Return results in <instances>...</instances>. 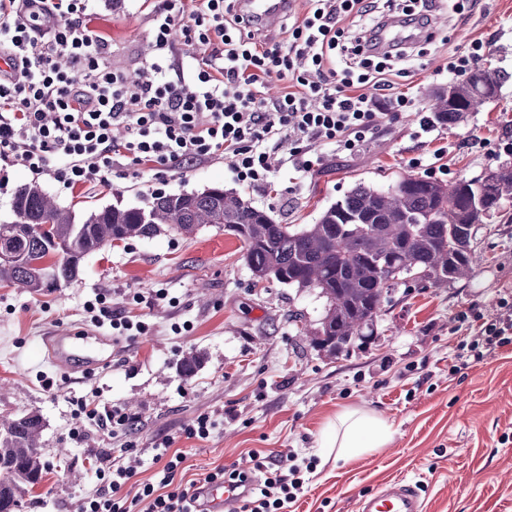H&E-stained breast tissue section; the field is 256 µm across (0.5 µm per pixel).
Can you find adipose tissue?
<instances>
[{"instance_id": "1", "label": "adipose tissue", "mask_w": 512, "mask_h": 512, "mask_svg": "<svg viewBox=\"0 0 512 512\" xmlns=\"http://www.w3.org/2000/svg\"><path fill=\"white\" fill-rule=\"evenodd\" d=\"M390 427L381 417L355 408L339 412L322 441L323 457L348 460L383 447L390 439Z\"/></svg>"}]
</instances>
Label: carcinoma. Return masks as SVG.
<instances>
[{"mask_svg": "<svg viewBox=\"0 0 512 512\" xmlns=\"http://www.w3.org/2000/svg\"><path fill=\"white\" fill-rule=\"evenodd\" d=\"M500 84L498 72L475 69L452 83L456 101L438 98L435 121H463L472 95L491 99ZM511 200L512 165L503 164L493 183L479 186L413 175L386 188L359 184L314 224H278L222 188L158 193L143 207L106 206L78 222L34 181L13 190L15 220L0 224V243L14 252L0 259V282L30 293L60 288L78 276L86 255L116 241L190 235L202 224H222L244 244L257 280L320 290L328 308L311 335L325 337L333 350L338 340L346 345L364 335L383 294L410 273L423 274L434 286L468 275L474 226ZM42 431L36 413L0 423V512H16L25 490L42 479Z\"/></svg>", "mask_w": 512, "mask_h": 512, "instance_id": "obj_1", "label": "carcinoma"}]
</instances>
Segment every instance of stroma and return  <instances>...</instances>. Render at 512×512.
Returning a JSON list of instances; mask_svg holds the SVG:
<instances>
[{
    "label": "stroma",
    "mask_w": 512,
    "mask_h": 512,
    "mask_svg": "<svg viewBox=\"0 0 512 512\" xmlns=\"http://www.w3.org/2000/svg\"><path fill=\"white\" fill-rule=\"evenodd\" d=\"M150 5L102 0L91 26L112 43L114 67L135 77L151 55ZM428 35L393 65L399 92L417 108L381 119L354 153L323 148L322 167L296 179L275 170L265 187L236 180L228 160L153 172L113 169L108 179L68 191L0 161V224L12 221L15 186L38 181L77 219L94 209L144 205L157 192L221 187L239 193L280 224H312L356 185L382 187L407 175L442 182L471 179L512 164V0H435ZM483 41L485 66L504 73L497 97L462 122L421 133L431 95L454 82L450 55ZM242 242L223 225L190 236L175 232L105 246L87 256L75 281L32 294L0 284V419L28 412L43 420V481L22 497L21 512H74L100 487L93 469L107 456L130 462L141 481L158 466L151 448L163 436L181 452L183 479L202 482L222 467L246 469L250 456L318 454L327 425L346 408L374 412L391 428L385 447L349 461L318 463L288 512H358L357 498L403 478L416 483L422 512H512V345L452 372L451 354L512 303V201L476 227L469 277L441 286L408 279L393 288L372 336L332 353L300 329H314L326 300L317 289L255 283ZM144 321L137 339L91 323L88 302ZM69 326L112 336L109 367L62 376L41 351L51 329ZM201 357L194 376L179 374L186 354ZM121 408L130 428L103 435L79 416L81 400ZM220 418L208 439L187 437L199 415Z\"/></svg>",
    "instance_id": "35a3bbf8"
}]
</instances>
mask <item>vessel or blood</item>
Returning <instances> with one entry per match:
<instances>
[{
	"mask_svg": "<svg viewBox=\"0 0 512 512\" xmlns=\"http://www.w3.org/2000/svg\"><path fill=\"white\" fill-rule=\"evenodd\" d=\"M249 20L265 29H275L288 9V0H249ZM45 359L62 375L89 372L111 365L112 339L68 327L51 332L43 339ZM236 497L229 485L221 482L199 484L191 512H226ZM358 512H421L415 487L393 480L376 493L362 497Z\"/></svg>",
	"mask_w": 512,
	"mask_h": 512,
	"instance_id": "b4317fda",
	"label": "vessel or blood"
}]
</instances>
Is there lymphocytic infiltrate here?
<instances>
[{"label": "lymphocytic infiltrate", "instance_id": "lymphocytic-infiltrate-1", "mask_svg": "<svg viewBox=\"0 0 512 512\" xmlns=\"http://www.w3.org/2000/svg\"><path fill=\"white\" fill-rule=\"evenodd\" d=\"M300 21L278 41L242 33L245 18L225 0H200L185 12L180 0H157L150 11L154 53L147 79L132 81L110 63L111 43L89 28L96 0H0V160L47 175L67 189L105 180L113 168H165L228 159L239 182L270 183V151L292 148L284 166L305 174L322 162L321 147L357 151L377 125L379 107L397 115L412 95L390 94L392 58L404 44L381 49L383 26L374 0H307ZM183 34L197 55L170 56L171 33ZM358 18L364 33L347 41L342 22ZM351 63L335 71L336 53ZM287 81L267 98L272 80ZM512 344V304L457 346L459 367ZM171 439L156 443L161 468L135 495L131 467L110 460L95 471L101 486L76 512H188L193 484L179 475L184 457ZM250 470L220 469L221 481L241 495L235 512H284L304 491L315 458L279 453L253 456Z\"/></svg>", "mask_w": 512, "mask_h": 512}]
</instances>
